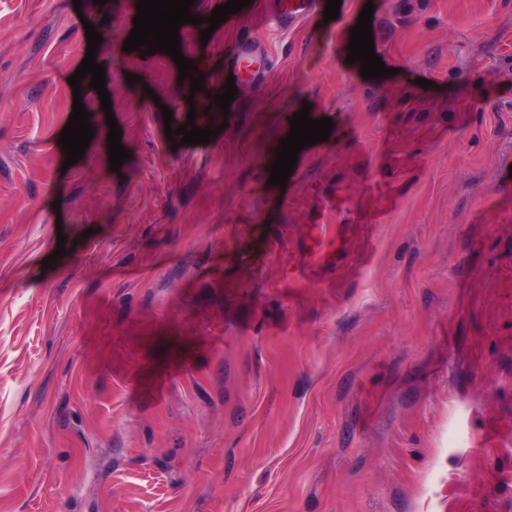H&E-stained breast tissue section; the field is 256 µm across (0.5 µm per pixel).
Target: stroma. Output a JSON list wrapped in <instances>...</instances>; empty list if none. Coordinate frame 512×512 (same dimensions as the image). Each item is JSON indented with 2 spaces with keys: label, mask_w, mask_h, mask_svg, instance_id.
Returning a JSON list of instances; mask_svg holds the SVG:
<instances>
[{
  "label": "stroma",
  "mask_w": 512,
  "mask_h": 512,
  "mask_svg": "<svg viewBox=\"0 0 512 512\" xmlns=\"http://www.w3.org/2000/svg\"><path fill=\"white\" fill-rule=\"evenodd\" d=\"M369 1L385 78L346 60ZM278 2L179 29L211 96L266 50L224 115L124 51L137 0H0V512H512V0ZM88 22L108 114L68 83ZM304 109L331 134L269 184ZM311 224L348 250L284 282ZM268 67L266 55L249 39L239 40L232 55L224 60V71L228 75L255 85L264 81Z\"/></svg>",
  "instance_id": "1"
}]
</instances>
